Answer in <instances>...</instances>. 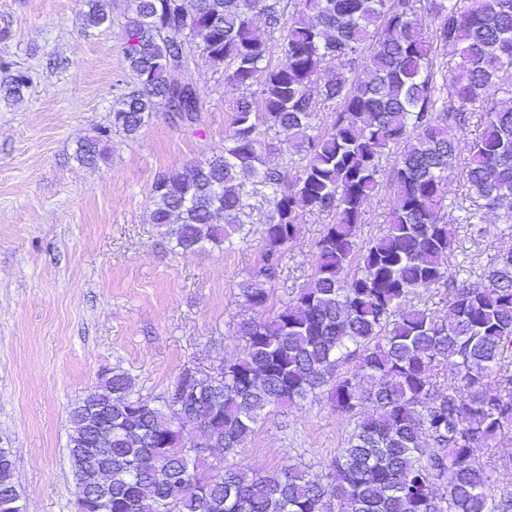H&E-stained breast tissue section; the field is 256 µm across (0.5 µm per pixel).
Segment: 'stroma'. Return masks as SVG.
I'll return each instance as SVG.
<instances>
[{"label":"stroma","instance_id":"stroma-1","mask_svg":"<svg viewBox=\"0 0 512 512\" xmlns=\"http://www.w3.org/2000/svg\"><path fill=\"white\" fill-rule=\"evenodd\" d=\"M110 22L84 28L82 0H0L11 19L0 35V448L10 449L26 512H77L68 459L69 412L102 375L122 370L134 390L159 400L184 370L233 361L250 311L237 283L260 261L268 205L246 184V240L184 254L152 224L159 175L221 150L230 103L242 94L202 60L176 73L197 89L192 128H175L157 106L129 138L113 130L112 100L128 71L121 50L126 0H111ZM26 72L23 96L5 93L11 71ZM108 127V156L89 168L78 143ZM269 167L288 177L304 159L276 130L261 134ZM382 188L364 207L361 240L383 229L397 202L385 161ZM328 213H304L282 271L271 284L280 307L306 282ZM448 272L480 285L512 230L498 212L479 210L454 224ZM324 393L272 410L227 466L273 475L296 464L324 473L353 430Z\"/></svg>","mask_w":512,"mask_h":512}]
</instances>
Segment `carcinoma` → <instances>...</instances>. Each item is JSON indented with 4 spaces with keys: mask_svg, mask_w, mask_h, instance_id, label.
<instances>
[{
    "mask_svg": "<svg viewBox=\"0 0 512 512\" xmlns=\"http://www.w3.org/2000/svg\"><path fill=\"white\" fill-rule=\"evenodd\" d=\"M278 0H127L122 52L134 84L112 102V127L135 136L156 102L170 123L193 125L197 89L174 80L193 58L223 68L244 89L261 84L260 101L230 108L224 149L157 178L151 222L185 253L222 246L242 233L249 208L243 180L268 190L261 264L237 283L256 313L239 324L242 351L224 373L179 378L187 397L146 400L130 376L107 373L69 413L68 451L78 490L91 512H512V495L487 493L491 475L474 448H500L512 430V251L498 256L472 288L448 279L452 225L441 185L459 154L457 136L480 102L483 132L464 166L468 191L512 219V87L486 100L499 73L512 71V0H434L427 31L416 0H299L281 21ZM86 27L110 19L107 0H85ZM281 31L284 63L272 67L254 18ZM456 53L436 85L434 44ZM343 60L319 83L329 58ZM18 72L4 91L19 96ZM336 103L330 128L316 130L313 94ZM304 151L293 182L267 168L260 127ZM108 130L77 145V160H106ZM393 166L397 204L384 232L358 236L364 205ZM304 212H328L307 283L267 313L269 284ZM448 284L451 313L402 307L418 289ZM355 367L338 376V366ZM448 363L444 386L436 367ZM496 378L495 387L488 379ZM325 390L336 414L354 421L345 448L313 474L288 465L276 476L220 468L214 461L245 447L262 415ZM112 430V453H91L94 424ZM191 425L199 450L167 436ZM9 450L0 448V496L21 499Z\"/></svg>",
    "mask_w": 512,
    "mask_h": 512,
    "instance_id": "obj_1",
    "label": "carcinoma"
}]
</instances>
